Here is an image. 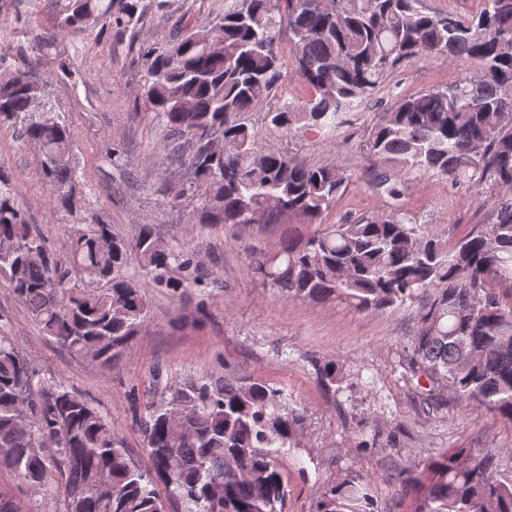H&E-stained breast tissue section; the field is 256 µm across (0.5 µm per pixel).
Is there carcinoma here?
Returning a JSON list of instances; mask_svg holds the SVG:
<instances>
[{
	"mask_svg": "<svg viewBox=\"0 0 512 512\" xmlns=\"http://www.w3.org/2000/svg\"><path fill=\"white\" fill-rule=\"evenodd\" d=\"M179 15L164 49L142 50L143 93L166 135L189 147L171 203L197 224L316 221L349 177L263 145L245 115L277 96L288 34L293 64L312 89L268 108V130L329 134L346 123L400 65L423 56L476 66L441 88L404 97L373 123L363 150L374 184L393 201L388 215L317 224L253 258L264 286L308 303L336 301L358 312L417 305L420 325L406 358L431 410L445 391L512 422V0H481L461 17L426 0H224L205 22L185 0H70L54 23L83 32L103 23L133 36L148 16ZM56 40L42 36L14 55L0 46V127L18 131L38 155L37 176L57 211L79 217L62 262L16 204L18 186L0 168V280L41 332L101 364L124 352L148 317L146 288H178L206 273L162 243L151 224L133 241L91 207L73 132L38 79ZM432 173L454 184L499 190L496 222L454 242L401 216L391 171ZM144 274L128 270L131 252ZM304 409L256 377L164 381L155 370L140 428L151 467L130 457L108 417L19 352L0 314V470L27 484V509L0 490V512H285L289 476L308 477ZM500 449L450 448L424 469L415 512H512V479H500ZM316 512H380L370 482L346 476Z\"/></svg>",
	"mask_w": 512,
	"mask_h": 512,
	"instance_id": "1",
	"label": "carcinoma"
}]
</instances>
